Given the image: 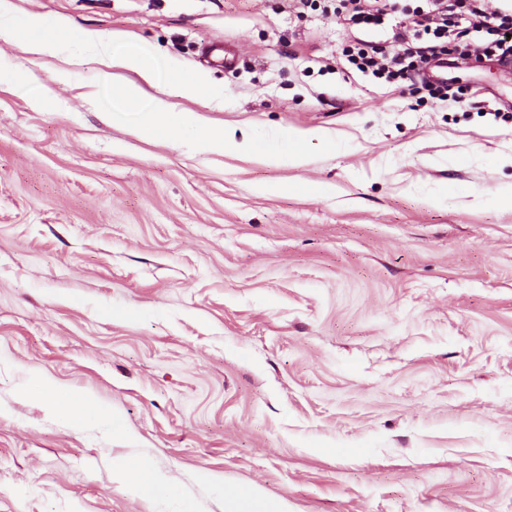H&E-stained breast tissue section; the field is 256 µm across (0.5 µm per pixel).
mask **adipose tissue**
Masks as SVG:
<instances>
[{
  "instance_id": "ef3b65f1",
  "label": "adipose tissue",
  "mask_w": 512,
  "mask_h": 512,
  "mask_svg": "<svg viewBox=\"0 0 512 512\" xmlns=\"http://www.w3.org/2000/svg\"><path fill=\"white\" fill-rule=\"evenodd\" d=\"M0 39L21 42L28 53L35 55L65 51L69 43L65 27L58 19L20 15L13 9L10 0H0ZM83 42L91 56L110 59L114 66L135 71L141 77L142 82L138 85L114 80L112 91L116 97H143V84L154 83L155 69L139 44L118 36L106 41L93 33L85 34ZM219 96V90L212 87L206 75L176 73L167 98H144L139 130L150 137H187L205 150L239 148L276 167L305 164L309 159L311 144H318L326 152L332 148L331 142L319 132L283 130L272 136L255 133L240 141L230 132L209 133L202 130L196 113L180 110L175 103L179 97L216 99ZM30 392L47 401L59 419L71 424L108 421L112 418L111 411L92 398L61 391L45 381L34 383ZM117 476L144 501L158 504L174 502L178 505L177 512H197L194 501L186 498L179 485L155 468L147 458H134L121 463ZM197 482L205 491L217 496L224 512H288L283 500L226 483L223 477L207 471L199 472Z\"/></svg>"
}]
</instances>
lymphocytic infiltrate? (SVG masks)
Wrapping results in <instances>:
<instances>
[{"label": "lymphocytic infiltrate", "instance_id": "f902f5d3", "mask_svg": "<svg viewBox=\"0 0 512 512\" xmlns=\"http://www.w3.org/2000/svg\"><path fill=\"white\" fill-rule=\"evenodd\" d=\"M338 13L352 26H382L392 6L388 0H339ZM485 32L486 40L471 51L459 53L457 62L490 54L512 60V11H487L483 0H425L406 10L393 28L388 42L360 40L346 47L343 55L358 71L389 83L405 80L416 67H423L446 54L448 45L471 32Z\"/></svg>", "mask_w": 512, "mask_h": 512}]
</instances>
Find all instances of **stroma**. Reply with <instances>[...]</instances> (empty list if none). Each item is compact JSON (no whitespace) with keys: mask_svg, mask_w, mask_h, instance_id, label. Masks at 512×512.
I'll return each mask as SVG.
<instances>
[{"mask_svg":"<svg viewBox=\"0 0 512 512\" xmlns=\"http://www.w3.org/2000/svg\"><path fill=\"white\" fill-rule=\"evenodd\" d=\"M72 36L120 33L221 101L182 98L236 134L324 131L300 167L146 138L103 60L0 59V512H154L114 474L149 456L222 512L200 471L288 512H512V70L452 69L453 100L346 66L321 0H10ZM234 43L233 69L203 47ZM80 56V55H79ZM320 185L321 195L259 192ZM455 188L442 199L444 188ZM111 317H104V310ZM141 310L138 318L126 317ZM87 395L71 425L32 381ZM30 393L41 400L48 401L55 415L61 420L70 424L105 420L112 425L113 433L117 437L125 436L122 427L112 417V412L103 408L92 398L61 391L47 381L34 383Z\"/></svg>","mask_w":512,"mask_h":512,"instance_id":"stroma-1","label":"stroma"}]
</instances>
